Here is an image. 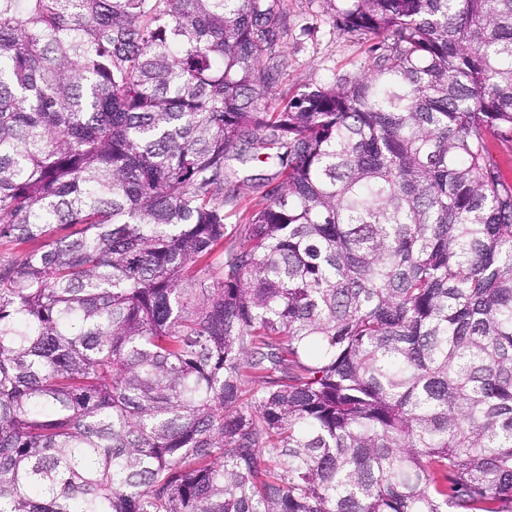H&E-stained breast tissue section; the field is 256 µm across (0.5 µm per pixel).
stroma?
<instances>
[{
  "mask_svg": "<svg viewBox=\"0 0 512 512\" xmlns=\"http://www.w3.org/2000/svg\"><path fill=\"white\" fill-rule=\"evenodd\" d=\"M284 12L285 32L273 49L283 72L269 91L268 102L339 76H356L383 51L381 39L338 31L325 0H284Z\"/></svg>",
  "mask_w": 512,
  "mask_h": 512,
  "instance_id": "1",
  "label": "stroma"
}]
</instances>
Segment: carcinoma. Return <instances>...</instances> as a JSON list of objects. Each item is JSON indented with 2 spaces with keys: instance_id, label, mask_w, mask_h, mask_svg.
Segmentation results:
<instances>
[{
  "instance_id": "cac0c4a2",
  "label": "carcinoma",
  "mask_w": 512,
  "mask_h": 512,
  "mask_svg": "<svg viewBox=\"0 0 512 512\" xmlns=\"http://www.w3.org/2000/svg\"><path fill=\"white\" fill-rule=\"evenodd\" d=\"M328 2L0 0V512H512V0ZM283 6L286 28L272 52L283 72L268 104L338 76L354 77L383 52L382 36L365 39L338 31L325 0H284ZM489 149L493 159L498 163L502 177L512 182V141L489 137ZM227 170L233 180H243V178H255V177H271L276 167L269 163H261L258 161L252 162L247 167L241 166L235 160H229L226 162Z\"/></svg>"
}]
</instances>
